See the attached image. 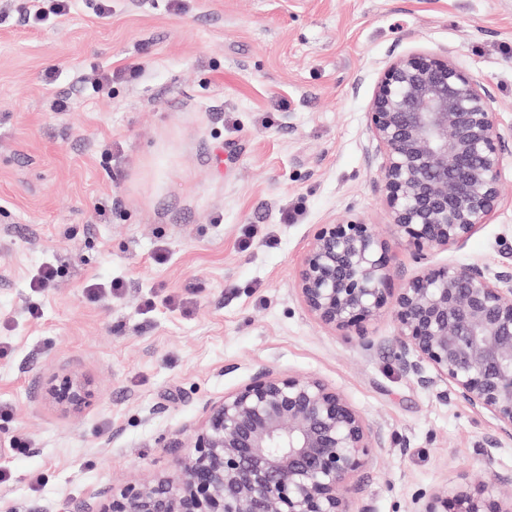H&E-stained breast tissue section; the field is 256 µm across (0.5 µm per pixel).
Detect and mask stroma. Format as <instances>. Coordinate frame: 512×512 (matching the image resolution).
<instances>
[{"instance_id":"stroma-1","label":"stroma","mask_w":512,"mask_h":512,"mask_svg":"<svg viewBox=\"0 0 512 512\" xmlns=\"http://www.w3.org/2000/svg\"><path fill=\"white\" fill-rule=\"evenodd\" d=\"M97 4L33 26L28 0H0V438L29 444L0 447V512L169 468L166 440L264 368L323 379L380 434L356 487L373 512L511 473L512 439L478 454L494 419L399 371L390 318L363 349L306 312L295 280L314 226L343 217L377 225L413 272L378 188L375 83L393 55L447 50L512 126V0ZM511 245L508 157L486 224L430 261L495 272ZM46 266L54 285L33 288ZM114 280L122 294L88 295ZM71 369L97 390L76 418L38 394Z\"/></svg>"}]
</instances>
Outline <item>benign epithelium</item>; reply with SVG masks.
<instances>
[{
	"label": "benign epithelium",
	"mask_w": 512,
	"mask_h": 512,
	"mask_svg": "<svg viewBox=\"0 0 512 512\" xmlns=\"http://www.w3.org/2000/svg\"><path fill=\"white\" fill-rule=\"evenodd\" d=\"M367 127L381 157L391 226L414 247L413 273L399 276L373 224L315 225L295 290L319 323L366 348L369 327L394 325L400 370L419 384L488 413L512 437V249L499 271L479 263L435 266L429 255L465 240L497 207L512 133L493 98L447 51L397 55L376 82ZM400 286L391 287L395 277ZM45 399L77 417L96 397L77 370L42 380ZM167 444L171 468L44 512H372L354 505L353 479L378 455L379 438L346 396L318 378L262 369L204 402L200 419ZM415 512H512V496L484 486L420 492Z\"/></svg>",
	"instance_id": "7a95c632"
}]
</instances>
